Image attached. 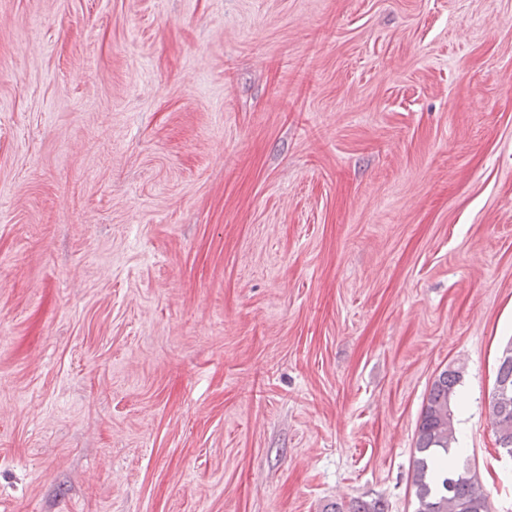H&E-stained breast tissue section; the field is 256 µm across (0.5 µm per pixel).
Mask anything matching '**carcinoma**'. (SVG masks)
Segmentation results:
<instances>
[{"label": "carcinoma", "instance_id": "cac0c4a2", "mask_svg": "<svg viewBox=\"0 0 512 512\" xmlns=\"http://www.w3.org/2000/svg\"><path fill=\"white\" fill-rule=\"evenodd\" d=\"M460 370H443L434 381L417 430L412 471L415 512H490L489 494L471 469L452 471L439 466V458L456 443L452 407ZM496 382L511 390L508 399L492 397L490 420L498 448L512 458V341L498 357Z\"/></svg>", "mask_w": 512, "mask_h": 512}]
</instances>
